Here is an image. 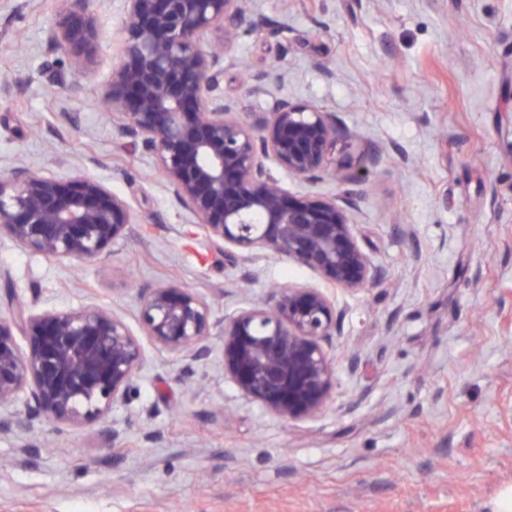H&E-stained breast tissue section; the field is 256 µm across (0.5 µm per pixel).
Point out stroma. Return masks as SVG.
<instances>
[{
    "label": "stroma",
    "mask_w": 512,
    "mask_h": 512,
    "mask_svg": "<svg viewBox=\"0 0 512 512\" xmlns=\"http://www.w3.org/2000/svg\"><path fill=\"white\" fill-rule=\"evenodd\" d=\"M122 0H95L99 54L73 95L41 0H0V168H73L132 206L123 241L70 264L0 236V308L101 304L143 349L124 398L78 428L0 432V512H488L512 486V0H249L265 21L224 63V99L334 112L347 172L380 161L349 212L381 282L339 290L336 380L311 419L272 416L224 375L223 340L184 360L140 320L178 282L220 320L317 276L224 255L149 155L101 113ZM280 70L264 94L255 76ZM367 167V166H366Z\"/></svg>",
    "instance_id": "stroma-1"
}]
</instances>
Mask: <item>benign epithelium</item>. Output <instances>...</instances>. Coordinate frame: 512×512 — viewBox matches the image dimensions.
<instances>
[{
  "label": "benign epithelium",
  "mask_w": 512,
  "mask_h": 512,
  "mask_svg": "<svg viewBox=\"0 0 512 512\" xmlns=\"http://www.w3.org/2000/svg\"><path fill=\"white\" fill-rule=\"evenodd\" d=\"M55 20L50 55L79 77L98 54L92 0H43ZM262 26L245 0H123L118 63L99 100L121 134L149 154L177 202L212 242L242 261L258 254L315 272L321 285L280 288L270 301L212 319L207 299L172 283L140 294V318L160 349L183 359L217 335L224 376L244 398L286 419L327 406L335 360L325 348L340 330L331 290L357 292L382 273L363 249L348 211L362 174H344L336 149L350 132L314 104L276 99L265 112L224 103V59L241 33ZM318 183L337 178L330 197L297 194L277 174ZM130 203L75 168L57 178L15 164L0 171V234L60 262H86L125 237ZM30 339L17 349L13 329ZM142 364L126 322L103 306L35 312L21 305L0 315V430L26 395V418L79 427L123 398Z\"/></svg>",
  "instance_id": "1"
}]
</instances>
